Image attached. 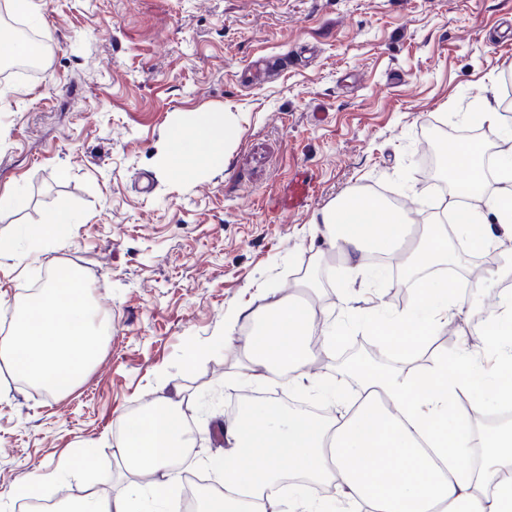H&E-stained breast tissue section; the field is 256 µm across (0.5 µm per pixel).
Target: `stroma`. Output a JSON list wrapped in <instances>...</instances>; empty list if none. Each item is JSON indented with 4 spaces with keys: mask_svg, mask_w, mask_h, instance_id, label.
Masks as SVG:
<instances>
[{
    "mask_svg": "<svg viewBox=\"0 0 512 512\" xmlns=\"http://www.w3.org/2000/svg\"><path fill=\"white\" fill-rule=\"evenodd\" d=\"M24 22L46 36L31 76L0 78V292L11 305L58 264L79 267L109 327L98 362L70 393L0 372V512H24L15 481L76 461L60 496L111 483L120 463L117 416L155 399L186 400L200 434L194 466L208 476L237 418L224 382L235 353L231 314L289 294L306 267L332 253L312 219L355 189L412 203L427 195L422 160L436 127L460 131L463 113L495 96L512 126V0H34ZM278 76H256L259 58ZM231 117L223 161L191 172L158 162L173 124L189 112ZM306 170L318 184L299 212L269 198ZM51 211L75 217L40 265L25 262L26 232ZM343 271L314 297L345 346L317 355L312 388L260 383L288 398L351 396L340 371L376 313L398 310L382 278ZM202 357L187 365L190 348Z\"/></svg>",
    "mask_w": 512,
    "mask_h": 512,
    "instance_id": "35a3bbf8",
    "label": "stroma"
}]
</instances>
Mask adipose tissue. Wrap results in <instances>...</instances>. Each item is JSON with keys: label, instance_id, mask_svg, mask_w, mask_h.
I'll return each mask as SVG.
<instances>
[{"label": "adipose tissue", "instance_id": "obj_1", "mask_svg": "<svg viewBox=\"0 0 512 512\" xmlns=\"http://www.w3.org/2000/svg\"><path fill=\"white\" fill-rule=\"evenodd\" d=\"M232 125L213 112H194L172 128L160 149L168 170L224 156ZM448 163L445 215L415 223L411 210L367 190L342 195L313 220L355 279L369 272L370 255L398 259L415 273L449 268L459 260L456 242L480 252L496 251L493 267L471 289L500 291L497 308L479 310L483 340L492 341L495 362L480 369L468 349L455 359L432 360L418 372L368 364L351 372L354 398L323 419L265 400L247 404L224 428L218 460L223 492L211 496L205 512H512V426L475 435L472 415L491 401L512 396V153L487 163L478 141L444 145ZM270 300L258 315L230 317L227 331L242 320H257L247 333L237 364L243 386L280 371L289 380L306 378L310 360L335 348V329L325 327L329 310H314L301 292ZM460 289L439 277H421L415 301L377 324L384 344L411 351L447 330L462 302ZM96 312L83 279H53L38 292L35 306L21 308L0 338V363L51 391L73 388L94 361L100 345ZM183 402L156 399L150 411L119 419L122 468L150 476L147 486L128 483L112 495L91 494L76 501L57 497L56 478L37 474L20 479L15 496L46 502L50 512H181L173 492L174 462L189 442ZM336 488L326 501L298 492L281 497L277 483L286 472Z\"/></svg>", "mask_w": 512, "mask_h": 512}]
</instances>
